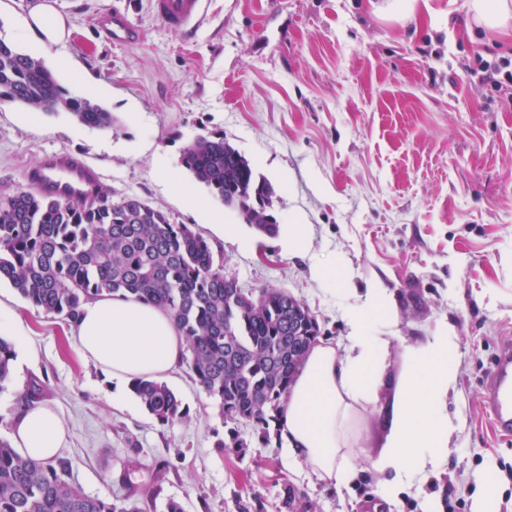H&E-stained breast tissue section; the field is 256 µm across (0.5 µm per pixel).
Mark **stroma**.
I'll use <instances>...</instances> for the list:
<instances>
[{"instance_id":"1","label":"stroma","mask_w":512,"mask_h":512,"mask_svg":"<svg viewBox=\"0 0 512 512\" xmlns=\"http://www.w3.org/2000/svg\"><path fill=\"white\" fill-rule=\"evenodd\" d=\"M67 24L62 56L46 67L72 96L94 83L112 112V129L68 113L0 106V194L25 188L26 169L45 153L81 154L113 199L134 195L189 225L245 289L287 290L317 318L324 337L344 342L352 288L378 286L396 302L391 376L406 346L451 323L458 336L457 395L449 413L464 426L444 465L415 480L379 512H421L447 483L471 512L473 476L494 467L500 512H512V436L495 433L486 376L501 340L512 338V105L490 100L468 71L474 55L512 53V34L468 23V0H205L196 26L169 31L150 0H51ZM128 15L139 40L107 42L103 12ZM221 132L274 187L279 224L301 225L307 246L290 253L281 236L242 223L181 163L198 135ZM224 225L218 235L216 225ZM341 258L346 271L329 291L311 275L315 262ZM27 330L14 376L0 395V435L31 381L40 403L62 420L72 479L92 496L128 500L138 512H242L259 496L264 512H284L291 486L311 512H378L373 462L383 447V406L361 423L358 477L348 490L326 487L292 463L280 445L261 444L252 427L225 423L216 400L189 367L168 379L186 411L161 424L145 409L113 405L109 375L80 353L75 329L15 296ZM237 432L244 453L219 449ZM150 486L129 496L122 481Z\"/></svg>"}]
</instances>
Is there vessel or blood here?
I'll list each match as a JSON object with an SVG mask.
<instances>
[{
  "label": "vessel or blood",
  "mask_w": 512,
  "mask_h": 512,
  "mask_svg": "<svg viewBox=\"0 0 512 512\" xmlns=\"http://www.w3.org/2000/svg\"><path fill=\"white\" fill-rule=\"evenodd\" d=\"M153 14L173 33L184 34L196 25L204 0H150ZM106 38L131 40L137 29L128 17L112 13L102 16ZM26 180L39 192L60 200L93 201L100 182L98 170L80 155L51 152L26 173ZM488 408L497 430L512 435V343L504 344L495 355L488 372Z\"/></svg>",
  "instance_id": "1"
}]
</instances>
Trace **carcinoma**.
Returning a JSON list of instances; mask_svg holds the SVG:
<instances>
[{
  "instance_id": "carcinoma-1",
  "label": "carcinoma",
  "mask_w": 512,
  "mask_h": 512,
  "mask_svg": "<svg viewBox=\"0 0 512 512\" xmlns=\"http://www.w3.org/2000/svg\"><path fill=\"white\" fill-rule=\"evenodd\" d=\"M0 102L65 111L78 123L112 128V113L69 95L43 60L0 39ZM182 165L259 233L278 230L273 186L222 133L196 137ZM31 306L74 326L83 305L103 296L164 309L185 337L188 366L225 421L270 437L278 410L321 330L302 302L280 288L245 291L224 282V264L190 226L175 224L136 196L61 201L34 190L0 196V281ZM14 343L0 336V394L14 373ZM133 394L160 423L184 416L165 383L136 378ZM72 461L22 456L0 437V512H134L86 494Z\"/></svg>"
}]
</instances>
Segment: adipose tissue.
Segmentation results:
<instances>
[{"instance_id": "1", "label": "adipose tissue", "mask_w": 512, "mask_h": 512, "mask_svg": "<svg viewBox=\"0 0 512 512\" xmlns=\"http://www.w3.org/2000/svg\"><path fill=\"white\" fill-rule=\"evenodd\" d=\"M32 52L63 50L65 21L49 0H38L14 34ZM395 303L383 288H369L348 312L345 345L314 346L296 376L274 423L292 460L335 489L356 481L359 422L373 409L388 368L389 339L372 333L370 319L392 318ZM80 349L107 372L125 401L134 379L169 377L183 360L186 342L161 308L118 296L85 304L76 326ZM405 365L387 409L384 450L374 463L383 498L398 496L413 480L437 470L448 456L462 418L448 412L457 392L458 342L452 326L440 325L426 343L407 347ZM66 438L58 415L44 405L21 407L11 439L25 456L47 459Z\"/></svg>"}]
</instances>
